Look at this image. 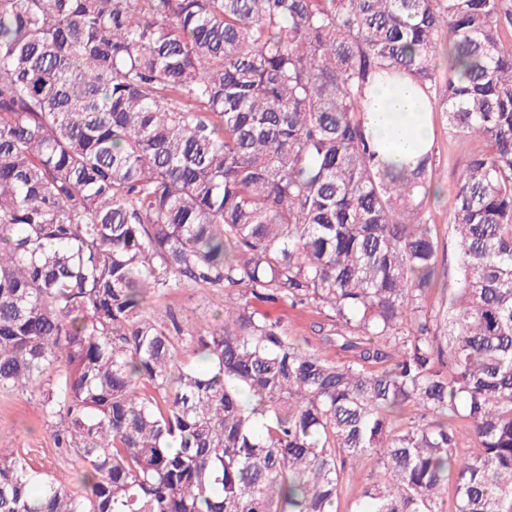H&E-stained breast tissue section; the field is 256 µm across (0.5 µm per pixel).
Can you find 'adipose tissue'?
I'll list each match as a JSON object with an SVG mask.
<instances>
[{
  "label": "adipose tissue",
  "mask_w": 512,
  "mask_h": 512,
  "mask_svg": "<svg viewBox=\"0 0 512 512\" xmlns=\"http://www.w3.org/2000/svg\"><path fill=\"white\" fill-rule=\"evenodd\" d=\"M364 117L368 128L378 135L380 151L393 170L415 163L432 145L426 96L409 78L374 86Z\"/></svg>",
  "instance_id": "obj_1"
}]
</instances>
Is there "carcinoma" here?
Masks as SVG:
<instances>
[{"instance_id":"cac0c4a2","label":"carcinoma","mask_w":512,"mask_h":512,"mask_svg":"<svg viewBox=\"0 0 512 512\" xmlns=\"http://www.w3.org/2000/svg\"><path fill=\"white\" fill-rule=\"evenodd\" d=\"M402 75L484 145L444 274L435 148L363 120ZM189 284L323 347L146 314ZM37 386L84 491L0 448V512H337L365 459L357 512H512V0H0V391ZM273 318H280L281 325L292 336H306L312 345H317L318 336L312 329L314 322L323 321L322 315L316 313L314 308L292 309L280 303H268L261 306ZM377 471L375 464L367 460L356 462L353 469L346 471L340 490L339 512H354L356 510L363 484L369 481V478Z\"/></svg>"}]
</instances>
